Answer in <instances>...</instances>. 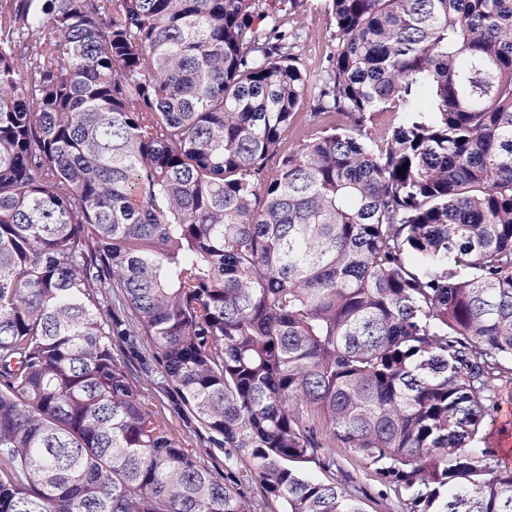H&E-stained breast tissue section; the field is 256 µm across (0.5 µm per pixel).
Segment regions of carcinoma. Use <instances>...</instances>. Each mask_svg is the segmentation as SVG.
<instances>
[{
	"label": "carcinoma",
	"instance_id": "carcinoma-1",
	"mask_svg": "<svg viewBox=\"0 0 512 512\" xmlns=\"http://www.w3.org/2000/svg\"><path fill=\"white\" fill-rule=\"evenodd\" d=\"M284 2L0 0V512H512V0ZM328 0H297L288 17V27L301 34L297 65L317 75L326 65V56L336 49L335 26ZM115 356L134 375L136 384L143 398L149 403L150 408L156 412L170 433L181 441H187L194 446L197 461L211 469L215 474H224V449L209 448L206 443L207 433L196 425L189 424L170 407L166 397L160 394L153 378L140 373L137 360L127 357L123 351L115 349ZM510 388L506 391V389ZM505 391L502 395L499 410L493 413L492 418H487L484 427V443L482 448H491L496 452L512 450V418L506 419V413L511 406L512 408V384L503 382ZM510 444V447H509ZM325 455L336 458V471L333 467L327 472L314 464H309L308 468L316 473L321 479L332 481L334 474L340 475L342 471L348 474L355 481V485L360 487L363 493L359 494L363 501L364 509L367 512H401L402 504L394 493L388 488L383 487L373 474L372 469L366 466L362 459L347 448H326ZM383 493V494H382Z\"/></svg>",
	"mask_w": 512,
	"mask_h": 512
}]
</instances>
